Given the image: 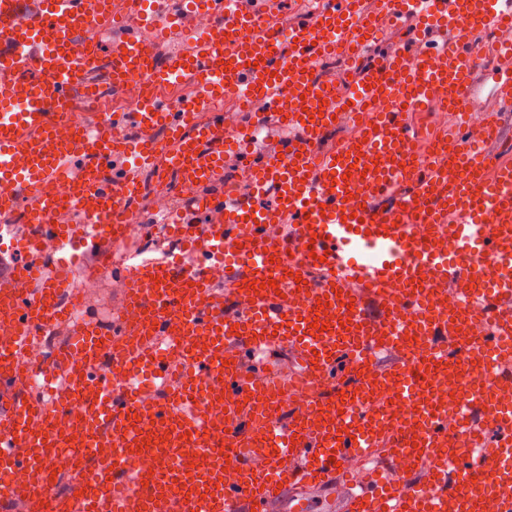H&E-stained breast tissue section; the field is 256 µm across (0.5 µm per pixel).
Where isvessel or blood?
I'll list each match as a JSON object with an SVG mask.
<instances>
[{
  "label": "vessel or blood",
  "instance_id": "b4317fda",
  "mask_svg": "<svg viewBox=\"0 0 512 512\" xmlns=\"http://www.w3.org/2000/svg\"><path fill=\"white\" fill-rule=\"evenodd\" d=\"M205 3V33L162 56L157 44L189 0H150L141 12L138 0L120 10L0 0V216L17 219L16 259L0 278V512H270L285 490L327 485L346 512H483L490 468L497 510L512 512V140L501 129L512 112V0H313L285 28V0ZM404 18L450 39L368 57L344 96L317 78L326 56H363ZM112 26L120 36L102 39ZM103 69L113 96L146 84L138 104L105 109L93 80ZM488 79L475 126L470 99ZM184 84L194 109L167 98ZM432 105L460 115L446 159L420 150L412 123ZM231 120L245 136L234 152ZM342 122L359 139L331 141ZM270 128L279 134L268 147L259 134ZM478 137L492 155L475 151ZM145 171L179 184L166 222L181 254L127 263L107 246L121 242ZM75 246L100 258L89 276L111 272L119 287L110 328L71 320ZM312 269L320 281L308 280ZM449 281L453 313L430 294ZM48 323L71 324L74 337L48 359L61 388L38 395L19 371ZM474 325L467 363L450 361ZM409 336L428 338L424 365L459 380L456 398L415 380L408 358L366 375ZM278 349L297 365L280 382L268 361ZM483 352L500 356L492 395L472 376ZM246 356L258 370L243 371ZM135 367L164 396L142 400ZM385 395L426 412L410 417L409 445ZM61 399L78 426L47 425ZM452 413L469 436L460 448L448 440ZM68 451L79 470L62 491L51 473ZM408 456L413 466L395 476ZM376 458L386 467L350 479L352 461Z\"/></svg>",
  "mask_w": 512,
  "mask_h": 512
}]
</instances>
